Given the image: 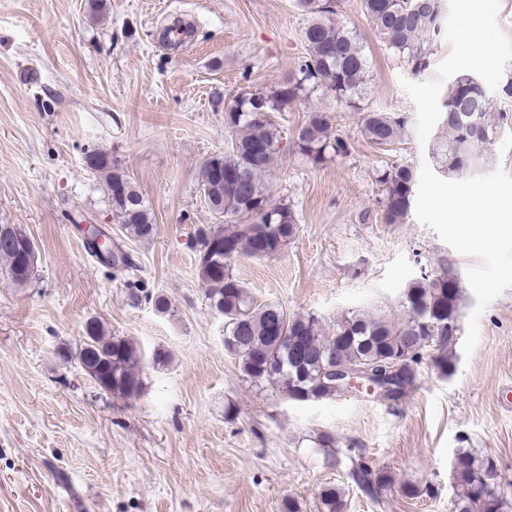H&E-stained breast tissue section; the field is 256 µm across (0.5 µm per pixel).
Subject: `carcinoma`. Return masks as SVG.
Returning <instances> with one entry per match:
<instances>
[{
	"mask_svg": "<svg viewBox=\"0 0 512 512\" xmlns=\"http://www.w3.org/2000/svg\"><path fill=\"white\" fill-rule=\"evenodd\" d=\"M372 30L389 49L405 56L415 68L426 66L428 46L443 38L442 0H361ZM307 17L302 30L306 56L287 80L266 91L245 92L224 111L227 151L205 159L199 167L198 189L216 224L196 228L195 267L210 307L224 317V350L238 364L242 376L265 384L296 402L321 401L342 395L336 380L326 376L331 367L366 368L377 385L374 396L398 401L416 386L418 366L431 349L430 360L444 374L455 370V347L462 319V289L458 279L448 288V268L414 278L404 289L401 315L386 318L367 311H351L327 327L313 313L290 314L277 303L258 304L230 263L238 257L265 259L278 255L298 234L294 211L271 199L268 177L275 167L280 130L269 114L284 112L311 91L332 97L344 109L360 113L361 132L369 144L385 149L400 140L405 118L394 112L362 105L369 82L367 58L358 34L336 19L333 0H295ZM489 97L475 78L463 75L448 88L443 100V124L448 137L434 142L432 158L450 175L473 172L472 159L484 165L488 141L471 144L469 115L488 122ZM294 149L314 166L349 153L348 142L332 134L330 117L321 110L307 113ZM86 167L103 179V192L112 216L126 235L149 241L157 224L152 208L134 180L112 155L95 150L86 155ZM382 187L384 222L404 223L411 207L416 172L407 164H391L376 171ZM35 246L19 224H0V264L12 282L24 286L35 275L29 256ZM105 264L119 272L134 267L132 259L115 246ZM77 360L102 390L127 399L144 389V356L127 339L108 334L97 320L88 321ZM314 444L329 449L325 462L340 463L336 437L316 435ZM348 477L377 503L390 484L389 474L363 458H350ZM495 464L472 448L456 450L452 472L461 493L448 512H505L512 499L493 481ZM320 512H344L342 488L326 484L318 491Z\"/></svg>",
	"mask_w": 512,
	"mask_h": 512,
	"instance_id": "cac0c4a2",
	"label": "carcinoma"
}]
</instances>
